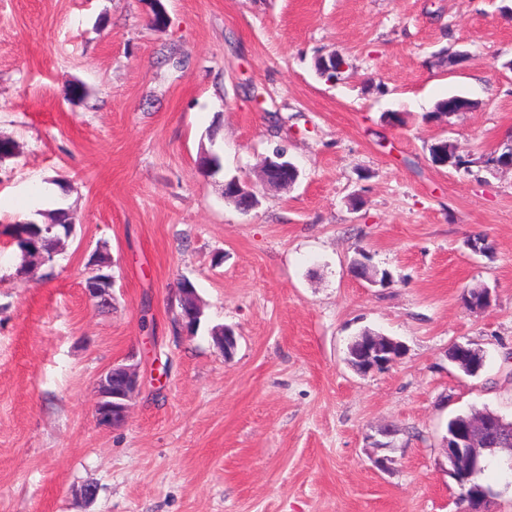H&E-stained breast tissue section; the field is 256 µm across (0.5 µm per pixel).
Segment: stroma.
Listing matches in <instances>:
<instances>
[{"instance_id": "stroma-1", "label": "stroma", "mask_w": 512, "mask_h": 512, "mask_svg": "<svg viewBox=\"0 0 512 512\" xmlns=\"http://www.w3.org/2000/svg\"><path fill=\"white\" fill-rule=\"evenodd\" d=\"M162 3L157 27L150 0H0V139L18 146L0 161V512H462L449 418L512 419V170L482 165L512 143V0ZM332 52L350 62L334 81L316 69ZM452 94L475 109L432 118ZM441 139L470 170L433 163ZM277 147L299 169L286 189L259 183ZM206 151L222 175L201 173ZM233 177L256 208L225 200ZM36 185L75 232L23 274L9 237ZM102 245L106 311L84 291ZM362 252L386 283L352 275ZM476 286L486 309L464 303ZM365 330L402 358L353 371ZM456 343L483 352L478 375L449 361ZM118 362L140 386L112 429L96 380Z\"/></svg>"}]
</instances>
